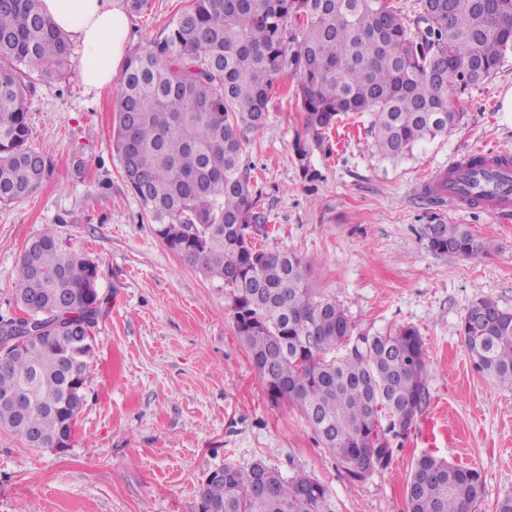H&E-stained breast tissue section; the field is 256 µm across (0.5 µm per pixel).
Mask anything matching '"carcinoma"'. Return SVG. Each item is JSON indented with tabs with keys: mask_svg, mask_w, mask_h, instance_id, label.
<instances>
[{
	"mask_svg": "<svg viewBox=\"0 0 512 512\" xmlns=\"http://www.w3.org/2000/svg\"><path fill=\"white\" fill-rule=\"evenodd\" d=\"M512 52V0H418L413 16L388 0H190L167 36L137 49L120 77L112 152L157 237L221 282L238 336L276 404L296 407L336 461L363 480L392 458L427 398L418 330L354 324L310 288L301 259L252 243L256 208L248 134L260 130L280 81L296 80L306 129L317 139L349 112L371 117L374 146L398 160L461 125L462 91ZM71 64V44L39 0H0V203L18 202L51 160L32 141L28 101ZM428 248L474 259L490 244L461 224H429ZM16 301L45 331L0 357V394L35 388L24 418L0 404V427L51 448L72 439L85 402L97 266L50 228L15 270ZM460 335L473 369L512 390V310L480 298ZM198 512H326L329 490L261 461L226 463L201 485ZM483 474L430 453L415 461L407 512H474Z\"/></svg>",
	"mask_w": 512,
	"mask_h": 512,
	"instance_id": "cac0c4a2",
	"label": "carcinoma"
}]
</instances>
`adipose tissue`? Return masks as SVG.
Instances as JSON below:
<instances>
[{
  "label": "adipose tissue",
  "mask_w": 512,
  "mask_h": 512,
  "mask_svg": "<svg viewBox=\"0 0 512 512\" xmlns=\"http://www.w3.org/2000/svg\"><path fill=\"white\" fill-rule=\"evenodd\" d=\"M56 27L84 48L79 72L87 91L108 86L122 63L129 19L119 0H39Z\"/></svg>",
  "instance_id": "obj_1"
}]
</instances>
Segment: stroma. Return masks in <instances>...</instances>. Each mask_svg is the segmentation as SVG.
Segmentation results:
<instances>
[{
  "label": "stroma",
  "instance_id": "35a3bbf8",
  "mask_svg": "<svg viewBox=\"0 0 512 512\" xmlns=\"http://www.w3.org/2000/svg\"><path fill=\"white\" fill-rule=\"evenodd\" d=\"M187 5L145 0L129 16L127 51L166 35ZM81 54L73 45V65L29 103L33 141L52 167L32 195L0 205V315L18 310L21 254L53 227L98 266L96 366L69 448L31 449L0 429V512H197V489L212 471L257 461L324 483L329 512H406V485L425 451L480 469L476 512H493L512 493V391L474 371L459 328L477 299L512 310V222L448 207L420 187L472 146L512 152V116L496 104L512 88V55L469 90L460 127L395 162L378 156L369 117L356 112L315 143L288 78L265 127L249 136L268 218L256 246L297 255L309 286L357 325L412 326L424 342L422 414L392 440L387 467L353 481L294 407L270 401L218 282L185 264L142 218L111 152L116 89L86 93ZM299 141L309 149L303 164ZM429 224L466 225L493 248L476 259L435 253Z\"/></svg>",
  "mask_w": 512,
  "mask_h": 512
}]
</instances>
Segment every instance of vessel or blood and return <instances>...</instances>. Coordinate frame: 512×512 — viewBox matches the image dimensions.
<instances>
[{"label": "vessel or blood", "instance_id": "1", "mask_svg": "<svg viewBox=\"0 0 512 512\" xmlns=\"http://www.w3.org/2000/svg\"><path fill=\"white\" fill-rule=\"evenodd\" d=\"M512 183V153L488 154L485 166L476 174H468L465 158L449 162L425 183L442 202L454 208H466L473 195H480V209L493 216L512 214V194L499 191L502 183Z\"/></svg>", "mask_w": 512, "mask_h": 512}]
</instances>
